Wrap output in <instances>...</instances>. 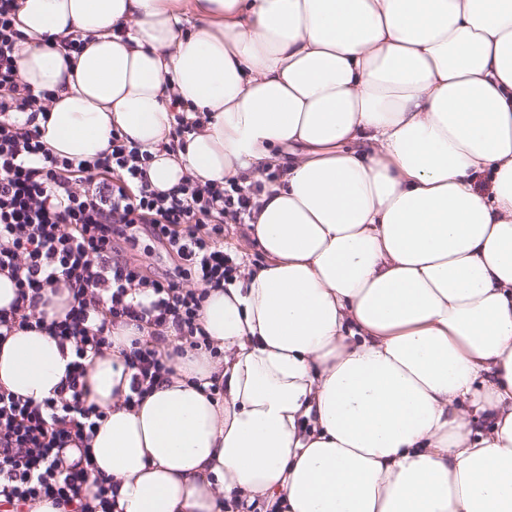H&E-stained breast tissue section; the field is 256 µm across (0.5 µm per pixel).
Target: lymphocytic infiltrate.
Returning a JSON list of instances; mask_svg holds the SVG:
<instances>
[{"label": "lymphocytic infiltrate", "mask_w": 512, "mask_h": 512, "mask_svg": "<svg viewBox=\"0 0 512 512\" xmlns=\"http://www.w3.org/2000/svg\"><path fill=\"white\" fill-rule=\"evenodd\" d=\"M17 10L18 0H0V274L17 288L10 308L0 309V344L20 330H43L73 359L43 402L0 388V512H32L44 500L60 512H115L116 486L90 478L86 467L103 417L87 399V369L111 348L112 328H149L151 343L131 339L123 353L132 372L123 404L132 408L173 375V355L222 359L199 311L208 289L237 279L224 227L248 223L257 190L186 175L156 191L146 175L151 153L118 133L92 162L48 155L38 118L52 94L21 76ZM140 228L173 254V272L152 276L143 260L122 257L120 243H135ZM64 290L71 297L64 318L46 320V292ZM73 446L80 457L71 461ZM90 481L96 490L88 496Z\"/></svg>", "instance_id": "lymphocytic-infiltrate-1"}]
</instances>
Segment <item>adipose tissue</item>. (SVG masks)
I'll return each instance as SVG.
<instances>
[{
  "label": "adipose tissue",
  "instance_id": "obj_1",
  "mask_svg": "<svg viewBox=\"0 0 512 512\" xmlns=\"http://www.w3.org/2000/svg\"><path fill=\"white\" fill-rule=\"evenodd\" d=\"M18 4L51 154L119 132L162 192L286 168L245 226L263 265L202 303L223 362L175 356L132 409L130 329L88 368L119 512H512V0ZM174 98L204 121L172 149ZM67 363L16 332L0 387L43 401Z\"/></svg>",
  "mask_w": 512,
  "mask_h": 512
}]
</instances>
